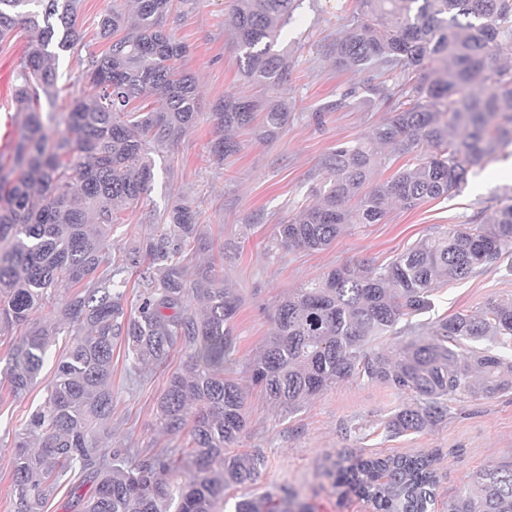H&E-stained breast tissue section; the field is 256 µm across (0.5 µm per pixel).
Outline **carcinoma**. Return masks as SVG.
<instances>
[{"label": "carcinoma", "instance_id": "1", "mask_svg": "<svg viewBox=\"0 0 512 512\" xmlns=\"http://www.w3.org/2000/svg\"><path fill=\"white\" fill-rule=\"evenodd\" d=\"M301 0H233V49L245 80L266 93L227 95L213 113V155L239 151L233 133L276 136L288 103L267 97L292 64L277 49ZM135 20L112 9L98 22L107 48L81 71L85 90L55 108L58 52L77 44L80 0H0V42L29 33L15 72L20 139L0 161V335L13 338L4 378L14 397L34 384L47 351L68 337L44 405L28 415L12 460L14 512H42L61 492L77 512H223L253 481L262 456L237 450L245 396L224 376L236 363L238 295L224 263H191L210 248L204 225L182 203L151 215L153 233L132 255L116 254L112 226L151 187V154L195 126L196 83L182 69L187 47L166 28L178 0H132ZM512 0H355L352 23L332 45L340 71L384 80L364 87L386 117L371 137L336 145L314 201L278 227L273 247L320 251L350 224H379L393 205L412 209L467 184L472 166L512 147ZM159 108L143 104L150 96ZM416 162L374 183V145ZM423 146L430 151L421 154ZM512 242V191L472 222L427 238L385 266H339L279 301L274 329L246 359L254 385L294 412L351 378L387 384L413 402L385 424L391 437L430 430L463 393L512 394V297H489L477 314L430 330L412 319L442 284L501 262ZM135 289L128 298V289ZM201 306L195 308L192 301ZM394 336L384 348L376 341ZM123 347L129 375L169 369L159 398L164 432L186 438L132 455L107 448L112 355ZM337 485L374 512H431L436 479L429 454L372 457L349 452ZM88 494L79 493L84 485ZM448 512H512V461L478 471Z\"/></svg>", "mask_w": 512, "mask_h": 512}]
</instances>
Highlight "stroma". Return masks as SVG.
I'll return each instance as SVG.
<instances>
[{
	"label": "stroma",
	"mask_w": 512,
	"mask_h": 512,
	"mask_svg": "<svg viewBox=\"0 0 512 512\" xmlns=\"http://www.w3.org/2000/svg\"><path fill=\"white\" fill-rule=\"evenodd\" d=\"M112 5L113 0H82L77 49L59 57L58 111H67L83 89L78 81L82 59L105 50L97 23ZM231 5L232 0H185L177 18L169 19L176 39L189 48L185 69L197 85V125L178 144L153 154L151 189L135 208L121 215L112 237L121 253H129L153 232L149 215L167 210L179 198L205 225L213 254L223 256L228 283L241 299L234 319L238 362L233 366V376L247 394L241 446L265 460L247 488L249 494L288 496L309 512H371L360 499L336 490V461L353 449L367 456L432 451L438 455L436 512H446L449 498L465 490L473 473L495 462L512 461V394L462 395L449 401L448 418L441 425L391 437L384 424L399 406L410 402V395L383 384L349 379L288 414L252 386L242 361L271 335L270 315L289 291L356 259L388 263L418 242L468 223L495 205L504 189L512 188V158L473 168L459 194L412 209L393 208L379 224L354 225L325 250L267 255L266 242L277 226L288 222L297 206L309 203L311 188L324 182L326 157L337 144L369 136L385 112L379 100L360 96L349 97L339 111L321 112L323 103L367 85L372 75L336 70L329 59L331 44L349 23V0H302L279 40L293 66L292 79L282 92L294 104L287 127L266 141L238 131L239 151L217 160L211 153L212 112L224 96L254 93L231 47L227 22ZM495 295H512V275L491 267L441 285L431 310L416 321L430 326L457 313L472 314ZM166 377L165 371L152 369L130 379L124 352L115 349L109 447L179 448V440L162 431L157 415ZM49 379L48 373H41L25 397L0 398V512L14 510V434L28 413L43 403Z\"/></svg>",
	"instance_id": "stroma-1"
}]
</instances>
